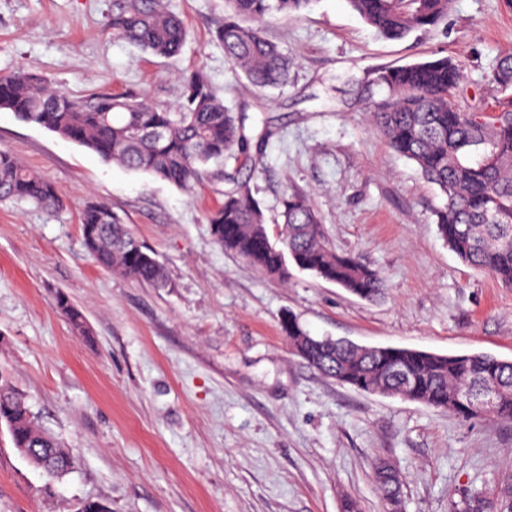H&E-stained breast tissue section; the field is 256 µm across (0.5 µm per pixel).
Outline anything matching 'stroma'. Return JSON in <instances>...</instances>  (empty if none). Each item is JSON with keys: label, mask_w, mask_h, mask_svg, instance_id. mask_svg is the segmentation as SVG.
Returning a JSON list of instances; mask_svg holds the SVG:
<instances>
[{"label": "stroma", "mask_w": 512, "mask_h": 512, "mask_svg": "<svg viewBox=\"0 0 512 512\" xmlns=\"http://www.w3.org/2000/svg\"><path fill=\"white\" fill-rule=\"evenodd\" d=\"M183 21L180 56L117 39L114 0H0V73L35 72L65 93L136 92L174 104L179 79L208 74L225 104L267 130L258 169L238 173L278 229L290 189L317 210L330 245L385 279L367 301L293 270L265 277L218 246L205 222L220 197L186 192L103 161L91 150L0 109V149L51 181L65 206L0 202V377L69 449L74 469L48 482L0 429V512H384L376 458L405 482L403 512H454L462 492L512 483V422L461 419L326 378L294 354L281 322L314 336L512 361V288L475 272L440 238L441 200L374 129L379 68L451 56L461 106L491 112L487 75L512 50V0H453L439 27L400 41L375 32L347 0H316L268 18L265 37L293 60L280 90L250 86L216 32L224 0H165ZM109 205L163 264L155 288L99 267L79 213ZM67 295L77 329L56 307Z\"/></svg>", "instance_id": "1"}]
</instances>
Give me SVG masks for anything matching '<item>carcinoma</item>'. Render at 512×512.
Masks as SVG:
<instances>
[{"mask_svg":"<svg viewBox=\"0 0 512 512\" xmlns=\"http://www.w3.org/2000/svg\"><path fill=\"white\" fill-rule=\"evenodd\" d=\"M313 0H224V25L216 38L227 60L258 89L288 85L290 63L265 38L269 17L294 16ZM452 0H348L350 8L387 40H404L417 30L439 26ZM116 37L153 55L173 58L185 30L164 0H116L112 11ZM462 70L448 56L388 66L375 73L385 92L372 104L375 130L391 149L412 161L422 179L443 197L434 210L440 237L472 269L489 273L512 287V98L496 113L465 112L453 100ZM488 81L505 94L512 90V51L498 57ZM0 109L84 146L106 161L147 173L181 189L205 181L228 184L222 204L206 216L215 242L248 260L269 277L288 279L286 259L300 270L332 282L362 299L381 297L386 284L378 272L351 253L327 242L320 217L303 194L288 191L281 205L284 224L272 234L249 187L224 173V157L244 164L263 160L266 136L251 142L247 115L218 98L206 74L183 79L178 102L157 106L137 94L92 91L71 97L24 69L0 73ZM31 202L53 212L63 206L54 185L0 150V201ZM85 246L104 269L156 287L166 285L164 268L138 243L127 226L103 203L81 212ZM56 306L78 328L81 314L68 297ZM283 331L294 354L325 377L364 393L392 392L412 402L469 420L465 393L490 386L498 391L491 415L512 421V361L489 353L447 355L401 347H363L329 336L309 335L292 318ZM0 424L14 448L50 482L72 468L65 446L36 421L25 397L0 378ZM384 460L373 468L385 512H400L403 477L382 475ZM459 512H512V484L477 503L464 498Z\"/></svg>","mask_w":512,"mask_h":512,"instance_id":"1","label":"carcinoma"}]
</instances>
